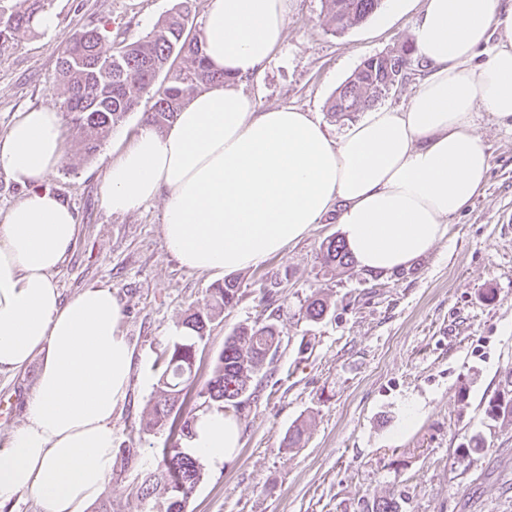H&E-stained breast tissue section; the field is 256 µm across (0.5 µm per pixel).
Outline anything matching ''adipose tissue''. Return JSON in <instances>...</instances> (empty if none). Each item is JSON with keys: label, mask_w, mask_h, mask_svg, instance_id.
<instances>
[{"label": "adipose tissue", "mask_w": 512, "mask_h": 512, "mask_svg": "<svg viewBox=\"0 0 512 512\" xmlns=\"http://www.w3.org/2000/svg\"><path fill=\"white\" fill-rule=\"evenodd\" d=\"M285 25V0H208L203 51L228 82L196 94L164 133L142 128L108 166L103 207L127 214L165 197L163 245L198 272L258 267L328 216L359 268L410 266L486 182L475 113L512 129V8L422 0L410 42L425 73L407 106L370 109L334 138L311 113L259 108L235 85L261 71ZM62 160L55 108L20 113L0 134V170L27 189L0 217V372L44 358L25 420L0 446V501L27 492L43 512H82L112 475V414L136 359L111 289L65 302L52 281L77 218L38 183ZM240 436L233 415L212 409L187 446L222 464Z\"/></svg>", "instance_id": "ef3b65f1"}]
</instances>
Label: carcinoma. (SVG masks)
<instances>
[{
  "instance_id": "cac0c4a2",
  "label": "carcinoma",
  "mask_w": 512,
  "mask_h": 512,
  "mask_svg": "<svg viewBox=\"0 0 512 512\" xmlns=\"http://www.w3.org/2000/svg\"><path fill=\"white\" fill-rule=\"evenodd\" d=\"M48 0H17L6 22H0V49L9 46L20 32L34 28L35 18L46 12ZM382 6V0H324V22L335 32L355 27ZM191 7L184 0L181 9L157 24L143 39L120 48L108 47L97 28H84L73 36L58 61L60 110L70 117L71 127L82 136L86 153L92 154L137 107L143 97L151 106L146 122L162 131L171 126L180 109L198 91L224 82L226 76L211 68L204 55L200 35L189 28ZM183 65H175L177 59ZM166 72L165 82L155 79ZM390 77L377 57L365 59L339 87L329 103L331 117H343L373 106L388 92ZM321 264L330 271L346 272L353 259L344 241L328 238L320 247ZM240 285L230 278L212 289L205 307L188 314L182 327L191 331L167 343L157 352L154 367L160 372L157 391L140 432L157 433L169 429L155 470L137 485L143 499L162 500L163 512H185L186 505L202 480L199 460L184 447L191 437L195 416L181 415L185 385L194 381L198 351L207 342L210 323L240 299ZM327 302L308 300L306 315L317 321L327 312ZM281 344L275 323L267 320L253 326L242 325L224 341V349L214 361L211 377L197 396L207 407L238 406L250 390L253 376L268 356ZM139 454L137 448H120L112 478L122 479Z\"/></svg>"
}]
</instances>
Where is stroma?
<instances>
[{
  "label": "stroma",
  "mask_w": 512,
  "mask_h": 512,
  "mask_svg": "<svg viewBox=\"0 0 512 512\" xmlns=\"http://www.w3.org/2000/svg\"><path fill=\"white\" fill-rule=\"evenodd\" d=\"M179 0H49L55 29H32L0 51V133L18 112L58 106V57L72 35L94 26L118 47L143 38ZM418 9L343 33L323 22V0H286L284 39L261 73L243 78L263 108L313 113L330 135L336 89L365 58L407 44ZM149 100L128 112L97 151L66 136L60 166L42 182L74 208V245L54 276L62 299L108 286L123 305L121 329L139 360L127 398L112 416L118 447L140 449L121 481H108L115 512H152L138 498L142 472L155 467L164 434L140 435L158 374L157 351L175 339L189 311L204 306L219 275L180 266L162 241L164 198L115 215L101 203L106 169L144 126ZM476 131L490 154L487 182L448 233L409 268L338 275L320 263V245L341 236L336 222L309 233L263 265L239 271L241 297L210 326L185 408L233 329L274 317L282 343L253 379L256 394L234 408L241 446L222 465H205L186 512H366L374 499L400 512H512V413L491 416L490 400L512 390V130L486 112ZM321 295L319 321L305 302ZM42 367L0 372V443L25 419V399ZM418 415L404 426L407 406ZM305 424L303 447L286 448L289 428Z\"/></svg>",
  "instance_id": "35a3bbf8"
}]
</instances>
